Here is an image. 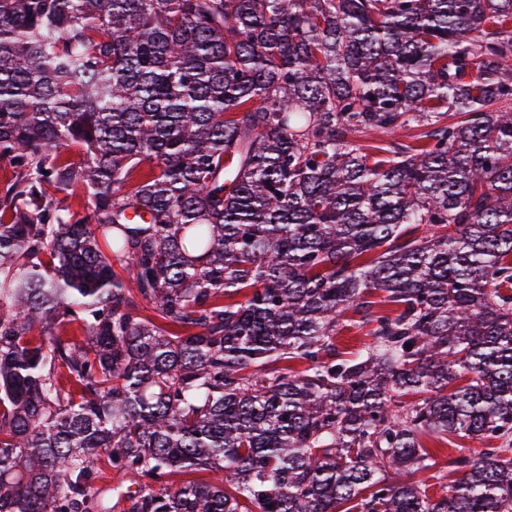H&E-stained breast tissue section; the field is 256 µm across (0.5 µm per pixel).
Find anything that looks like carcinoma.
Returning <instances> with one entry per match:
<instances>
[{"mask_svg": "<svg viewBox=\"0 0 512 512\" xmlns=\"http://www.w3.org/2000/svg\"><path fill=\"white\" fill-rule=\"evenodd\" d=\"M0 161V512H512V0H0ZM342 319L343 322L338 327V334L336 335V349L343 358H353V354L363 348L364 343L370 342V337L365 336V329L353 326V320L359 319L358 315L349 311L343 315ZM425 448L436 456L439 465L437 466L441 476V480L431 479L429 483H435L430 490V494L439 495L442 493L443 488L448 490V486L454 484L459 475L448 469V460L466 454H478L485 448H488L487 442L479 439H458L452 438V442L448 443V437L443 438L437 435H427L422 437ZM121 485L119 476L114 472L106 471V475L102 481L97 484V487L102 489L106 496L111 499L112 503V512H123V509L126 505L124 501L123 492L126 491V486L119 489L118 487Z\"/></svg>", "mask_w": 512, "mask_h": 512, "instance_id": "1", "label": "carcinoma"}]
</instances>
